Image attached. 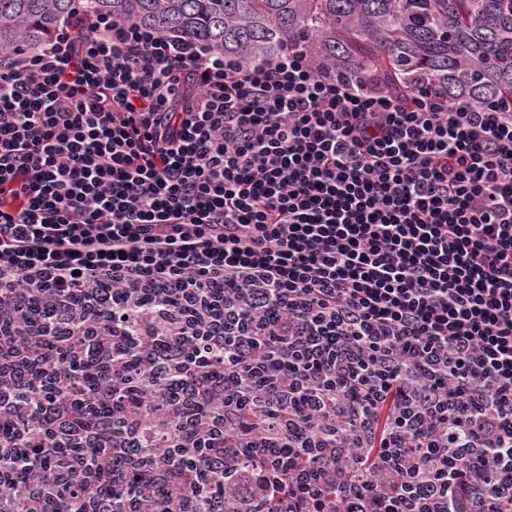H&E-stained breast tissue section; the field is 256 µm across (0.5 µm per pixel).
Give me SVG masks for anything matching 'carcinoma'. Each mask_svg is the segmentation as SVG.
Listing matches in <instances>:
<instances>
[{"mask_svg":"<svg viewBox=\"0 0 512 512\" xmlns=\"http://www.w3.org/2000/svg\"><path fill=\"white\" fill-rule=\"evenodd\" d=\"M102 15L247 65L299 46L396 96L428 81L450 100L512 98V0H0V54H34L64 24L85 36ZM0 500V512H23L24 486Z\"/></svg>","mask_w":512,"mask_h":512,"instance_id":"1","label":"carcinoma"}]
</instances>
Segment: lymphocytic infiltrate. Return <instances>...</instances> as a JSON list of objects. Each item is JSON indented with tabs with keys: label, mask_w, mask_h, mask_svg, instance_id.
I'll use <instances>...</instances> for the list:
<instances>
[{
	"label": "lymphocytic infiltrate",
	"mask_w": 512,
	"mask_h": 512,
	"mask_svg": "<svg viewBox=\"0 0 512 512\" xmlns=\"http://www.w3.org/2000/svg\"><path fill=\"white\" fill-rule=\"evenodd\" d=\"M95 27L0 61V492L512 512V105Z\"/></svg>",
	"instance_id": "f902f5d3"
}]
</instances>
